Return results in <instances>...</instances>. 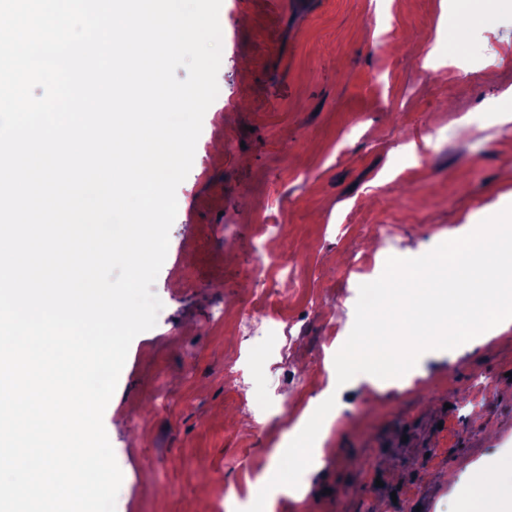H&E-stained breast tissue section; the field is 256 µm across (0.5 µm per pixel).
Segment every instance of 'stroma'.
<instances>
[{"mask_svg":"<svg viewBox=\"0 0 512 512\" xmlns=\"http://www.w3.org/2000/svg\"><path fill=\"white\" fill-rule=\"evenodd\" d=\"M219 19V93L151 287L163 307L103 416L123 474L116 512L252 499L285 414L328 387L360 284L512 192V124L494 112L512 89V0L478 13L464 0H222ZM467 39L477 55L458 52ZM432 127L456 137L434 149ZM403 141L418 154L400 165ZM262 209L284 232L268 285L289 295L286 336L259 348L231 317L251 306ZM231 360L254 390L277 381V408L242 407ZM342 403L321 470L274 512H452L481 467L512 455V329L459 356L424 352L400 382L356 375Z\"/></svg>","mask_w":512,"mask_h":512,"instance_id":"obj_1","label":"stroma"}]
</instances>
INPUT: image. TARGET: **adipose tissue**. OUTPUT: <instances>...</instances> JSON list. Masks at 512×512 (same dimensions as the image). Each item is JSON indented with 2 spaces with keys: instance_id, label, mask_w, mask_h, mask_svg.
<instances>
[{
  "instance_id": "adipose-tissue-1",
  "label": "adipose tissue",
  "mask_w": 512,
  "mask_h": 512,
  "mask_svg": "<svg viewBox=\"0 0 512 512\" xmlns=\"http://www.w3.org/2000/svg\"><path fill=\"white\" fill-rule=\"evenodd\" d=\"M454 512H512V456L485 466L457 498Z\"/></svg>"
}]
</instances>
